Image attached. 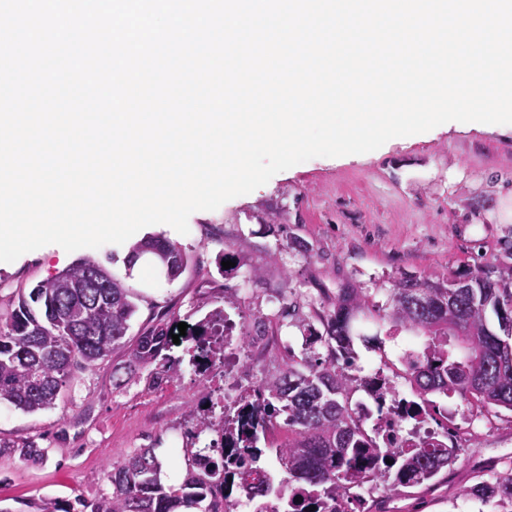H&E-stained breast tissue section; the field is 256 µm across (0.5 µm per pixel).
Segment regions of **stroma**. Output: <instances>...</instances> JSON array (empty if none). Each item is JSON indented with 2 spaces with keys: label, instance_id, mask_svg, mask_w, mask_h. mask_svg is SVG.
Returning <instances> with one entry per match:
<instances>
[{
  "label": "stroma",
  "instance_id": "stroma-1",
  "mask_svg": "<svg viewBox=\"0 0 512 512\" xmlns=\"http://www.w3.org/2000/svg\"><path fill=\"white\" fill-rule=\"evenodd\" d=\"M512 197V132L477 122L439 125L387 141L377 150L315 157L275 174L253 192L213 211L194 212L188 234L166 224L147 231L181 246L186 271L167 280L159 268L127 276L130 243L66 252L51 244L0 262V314L39 282L92 257L123 278L138 310L124 345L109 360L70 375L55 408L26 414L0 403V437L39 439L44 463L0 454V512L18 499L88 501L111 494L114 463L137 449L165 451L168 482L185 474L179 427L189 420L200 391L188 373L154 385L156 366L136 367L131 346L165 315L195 324L217 306L242 317L245 344L252 321L267 315L269 353L249 364L253 378L284 368L301 352V320L332 310L338 286L372 289L376 304L405 277L443 282L480 263L512 266V223L498 219L501 199ZM231 268H224V261ZM234 292L226 304L225 289ZM453 417L463 449L451 471L433 486L380 492L384 512H496L494 503L458 497L475 468L512 465V411L464 416L459 397L434 395Z\"/></svg>",
  "mask_w": 512,
  "mask_h": 512
}]
</instances>
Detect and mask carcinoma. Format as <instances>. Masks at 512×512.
Returning <instances> with one entry per match:
<instances>
[{
  "mask_svg": "<svg viewBox=\"0 0 512 512\" xmlns=\"http://www.w3.org/2000/svg\"><path fill=\"white\" fill-rule=\"evenodd\" d=\"M143 253L153 254L170 280L188 266L187 253L160 238L136 243L130 259ZM374 309L385 311L380 319L390 324L387 336L406 332L423 338L421 348L404 354V361L414 398L426 409L435 408L429 395L442 394L459 396L469 413L512 411L511 266L480 265L445 283L403 278L389 289L383 308L365 288H341L325 334L310 326L306 336L309 346L324 342L332 357L290 358L284 370L263 377L255 393L247 394L263 418L245 432L240 463L260 474L257 493L266 500L267 512H346L350 491L370 478L379 452L354 416L349 398L358 384L348 370L358 359L353 321ZM136 312L134 293L91 257L41 281L0 318V403L25 413L55 407L74 369L92 366L124 344ZM491 314L497 332L490 328ZM170 330L166 320L144 330L136 338L133 359L143 366L156 362L169 348ZM278 428L288 430V442L275 447L284 472L277 481L261 473L265 449L259 442ZM1 448L29 464L46 457L33 439L0 438ZM457 451L446 443L390 448L391 463L379 474L381 485L389 491L427 485L451 469ZM185 456L183 480L165 485L155 449H139L112 464V494L92 502L77 500L80 512H235L236 499L223 490L224 458H206L190 448ZM300 487L308 488L307 497L296 498ZM460 494L492 501L498 512H512V471L464 486ZM19 504L20 512H75L74 505L52 498ZM312 505L316 510H310Z\"/></svg>",
  "mask_w": 512,
  "mask_h": 512,
  "instance_id": "obj_1",
  "label": "carcinoma"
}]
</instances>
